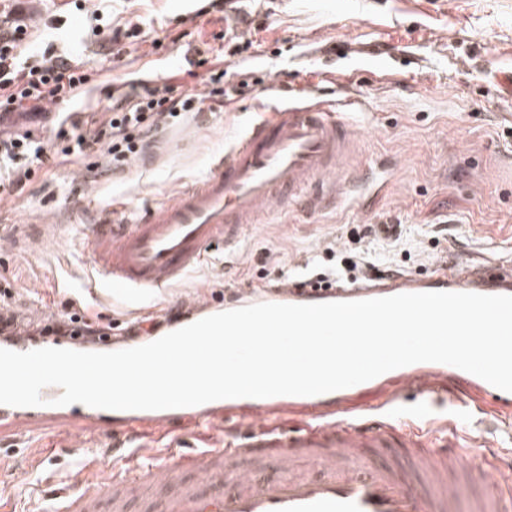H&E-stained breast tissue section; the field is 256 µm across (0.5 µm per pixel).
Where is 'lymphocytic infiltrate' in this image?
Here are the masks:
<instances>
[{
	"mask_svg": "<svg viewBox=\"0 0 512 512\" xmlns=\"http://www.w3.org/2000/svg\"><path fill=\"white\" fill-rule=\"evenodd\" d=\"M28 37L21 19L0 27V117L13 112L37 116L46 105L70 104L100 74L87 62L58 53L53 41L29 48ZM120 84L106 107L57 116L51 145L29 129L0 136V191L23 187L45 165L78 163L93 153L120 169L130 157L147 156L169 119L199 111L206 100L221 105L230 99L224 87V57L208 49L197 62L174 69L163 83L151 85L141 77L126 76ZM62 307L57 318L41 327V334L104 337L105 325L73 311L71 302Z\"/></svg>",
	"mask_w": 512,
	"mask_h": 512,
	"instance_id": "lymphocytic-infiltrate-1",
	"label": "lymphocytic infiltrate"
}]
</instances>
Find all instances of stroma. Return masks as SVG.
<instances>
[{"instance_id":"stroma-1","label":"stroma","mask_w":512,"mask_h":512,"mask_svg":"<svg viewBox=\"0 0 512 512\" xmlns=\"http://www.w3.org/2000/svg\"><path fill=\"white\" fill-rule=\"evenodd\" d=\"M22 7L33 36L54 29L58 49L95 59L94 0H23ZM136 18L152 36H239L241 46L224 59V83L245 79L251 90L173 119L152 152L121 172L53 165L0 195V288L18 293L26 315L57 313L59 301L72 298L123 339L130 323L183 300L220 309L250 282L318 268L327 247L356 249L352 232L365 224L409 228L410 253L384 251L387 265L408 274L428 276L482 254L512 266V93L495 80L512 69V0H110L102 22ZM342 88L350 98L343 109L367 144L355 162L376 160L387 170L371 203L318 213L294 203L243 225L234 249L207 254L182 283L136 307L118 289L88 294L98 224L134 221L204 178L210 160L267 115L278 90L313 102ZM398 407L512 450V416L489 405L453 394L433 403L407 390ZM77 441L52 425L0 431V503L40 512L42 495L68 494L81 463L68 452Z\"/></svg>"}]
</instances>
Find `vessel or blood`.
<instances>
[{
  "label": "vessel or blood",
  "instance_id": "b4317fda",
  "mask_svg": "<svg viewBox=\"0 0 512 512\" xmlns=\"http://www.w3.org/2000/svg\"><path fill=\"white\" fill-rule=\"evenodd\" d=\"M352 121L330 104L286 103L272 109L216 159L204 179L158 203L132 224H109L91 245L93 275L103 285L149 296L187 278L208 247L232 246L242 225L260 223L298 197L320 207L360 198L377 183L380 168L362 169L349 156L360 147ZM430 291L512 295V279L492 259L432 276L397 275L369 284L298 290L280 287L266 302L314 304ZM455 386L494 411L512 413V393L441 363L423 362L367 382L315 396L236 398L196 406L190 420L217 417L249 421L245 437L228 433L222 446L187 454L180 434L163 450L96 456L72 492L46 503V512H126L150 491V512H512V461L479 438L463 439L445 425L423 430L409 419L382 414L402 389ZM295 414L301 425L284 429ZM121 430L156 431L154 410H120ZM493 473L478 494L461 498L444 476L458 462ZM192 484L173 488L183 471Z\"/></svg>",
  "mask_w": 512,
  "mask_h": 512
}]
</instances>
